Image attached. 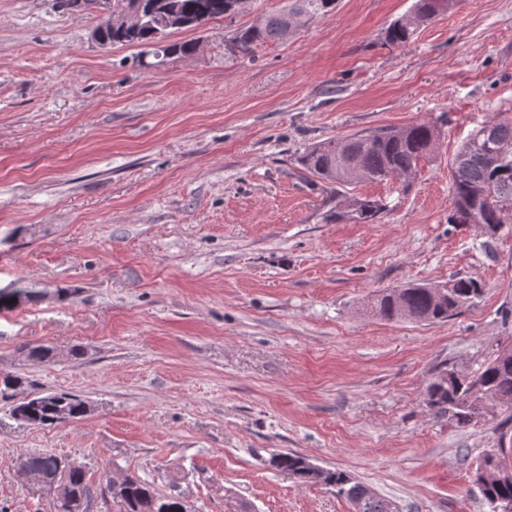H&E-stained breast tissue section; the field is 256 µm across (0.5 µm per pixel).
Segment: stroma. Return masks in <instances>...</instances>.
I'll use <instances>...</instances> for the list:
<instances>
[{"label":"stroma","mask_w":512,"mask_h":512,"mask_svg":"<svg viewBox=\"0 0 512 512\" xmlns=\"http://www.w3.org/2000/svg\"><path fill=\"white\" fill-rule=\"evenodd\" d=\"M414 0H339L250 55L235 32L280 0L171 33L199 55L146 63L103 46L100 10L0 0V512H53L19 471L50 453L78 465L88 512H124L104 471L131 474L189 512H351L322 484L269 466L296 452L340 468L399 512H489L473 481L486 451L512 467V425L468 426L423 402L433 370H477L512 340V224L493 240L452 224L461 142L512 116V0H456L402 45L388 25ZM433 122L409 184L363 182L373 223L325 221L300 157L322 141ZM477 278L445 323L387 321L385 289ZM45 345L56 356H28ZM39 392L84 401L37 426L11 409Z\"/></svg>","instance_id":"stroma-1"}]
</instances>
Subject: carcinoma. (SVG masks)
Segmentation results:
<instances>
[{"label":"carcinoma","mask_w":512,"mask_h":512,"mask_svg":"<svg viewBox=\"0 0 512 512\" xmlns=\"http://www.w3.org/2000/svg\"><path fill=\"white\" fill-rule=\"evenodd\" d=\"M179 11L194 18L196 26L226 15L227 0H175ZM338 0H284L270 13L258 16L251 25L239 29L229 44V51L250 54L257 47L284 39V30L297 17L309 21L333 12ZM453 0H415L408 15L393 21L387 39L393 45L407 42L416 30L448 10ZM140 28H127L115 21L107 32L108 44H139L149 48L147 54L162 65L168 59L191 56L194 42H166L171 33L162 12L143 15ZM437 128L429 121H417L403 127H380L328 140L307 150L299 162L314 185L322 184L337 193V187L358 181H399L406 184L415 175L418 162L436 148ZM450 224H475L489 228L512 224V117L493 119L483 124L463 143L454 158L451 183ZM387 209L377 199H357L338 207L327 220L340 223H371ZM482 294L479 281L460 277L444 286L443 293L431 284H409L387 289L376 297L375 312L387 321L408 320L416 323H441L461 313ZM34 293L24 289L0 290V310L11 309ZM448 366L438 369L427 385L424 402L437 414L452 412L458 424L469 425L486 402L496 401L506 413L502 424H512V351L494 356L476 371L460 378L445 377ZM27 410L33 425H55L82 419L86 404L72 396L44 393L15 405ZM276 469L286 471L302 484H324L353 503L357 512H395L393 503L377 494L342 469H327L319 474L301 465L303 456L281 452L273 455ZM32 480L45 485L57 476L65 478L64 488L55 494L54 512H79L88 503L89 487L82 469L74 467L59 472V457L53 454L28 455L20 459ZM487 469L498 479L482 491L496 512L502 500L512 501V468L496 453H487L477 465L474 480ZM112 497L119 499L125 512H181L178 497L160 496L151 485L126 476Z\"/></svg>","instance_id":"carcinoma-1"}]
</instances>
